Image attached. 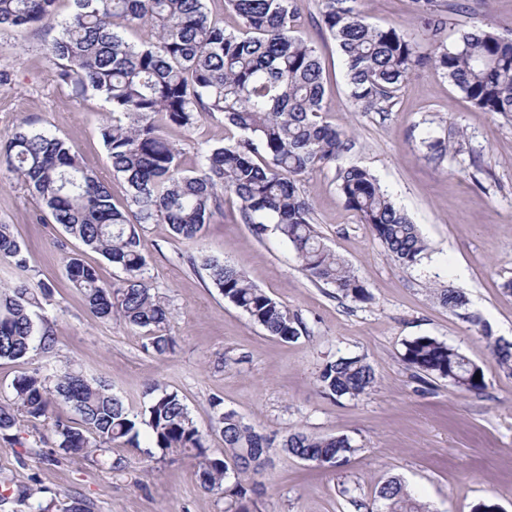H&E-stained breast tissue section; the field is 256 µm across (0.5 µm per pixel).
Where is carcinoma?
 <instances>
[{"label":"carcinoma","instance_id":"carcinoma-1","mask_svg":"<svg viewBox=\"0 0 512 512\" xmlns=\"http://www.w3.org/2000/svg\"><path fill=\"white\" fill-rule=\"evenodd\" d=\"M57 0H0V28L43 23L61 28L47 48L56 81L76 96L93 91L112 105V123L101 130L112 163L128 188L126 204L113 202L110 187L66 142L20 125L0 138V162L44 204L53 223L70 237L101 253L125 277L108 284L77 257L66 262L72 287L101 319L118 317L145 330L150 349H174L167 333L170 313L144 277L146 259L139 230L164 223L180 240H194L217 215L224 195L235 197L242 219L260 236L273 230L295 251L302 270L316 283L364 302L369 292L347 261L324 243L301 192L303 177L330 167L352 148L349 134L322 120L326 94L316 48L293 35L305 0H226L239 18L234 30L213 20L205 0H72L73 11L56 20ZM433 31L443 18L444 0H413ZM321 26L345 58L349 97L361 112H388L398 91L423 64L414 43L394 27L361 19L353 0H320ZM148 28L139 44L115 30ZM441 75L484 112L512 113V40L483 29L461 35L450 51L431 56ZM240 131L228 144L199 147L200 166L180 168L178 149L165 131H190L215 114ZM346 207L368 225L386 252L412 266L428 249L415 224L398 209L375 176L358 166L335 168ZM0 258L28 271L27 259L10 224H0ZM211 283L253 323L285 342L308 333L301 319L253 285L243 270L218 258L204 261ZM51 285L24 282L0 292V359L18 361L50 353L56 344L47 321H35L37 295ZM437 303L456 312L467 304L452 288L433 291ZM495 362L512 374V342L494 340ZM405 362L418 374L448 382L460 391L485 387L483 369L458 349L422 336L405 343ZM480 380H475V377ZM376 381L360 357H339L319 374L330 396L358 397ZM150 401L137 415L102 380L74 371L33 369L17 376L12 394L0 399V436L20 422L47 426L57 448L89 458L113 444L140 447L139 425L150 431L151 447L197 461L201 486L230 498L225 512H250L241 478L265 466L266 439L245 424L221 399L211 400L212 425L224 437L222 456L208 454L203 436L178 393L154 384ZM64 405L72 416L53 414ZM287 454L318 466H335L355 452L346 436L287 434ZM233 471L235 485L225 480ZM366 512H428L394 477L378 489Z\"/></svg>","mask_w":512,"mask_h":512}]
</instances>
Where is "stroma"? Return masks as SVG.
<instances>
[{
    "label": "stroma",
    "mask_w": 512,
    "mask_h": 512,
    "mask_svg": "<svg viewBox=\"0 0 512 512\" xmlns=\"http://www.w3.org/2000/svg\"><path fill=\"white\" fill-rule=\"evenodd\" d=\"M446 15L440 39L455 49L463 31L482 26L512 39V0H458ZM368 23L396 27L430 52L435 39L412 0H355ZM299 36L321 56L328 108L326 122L347 130L354 142L343 165L370 170L417 225L428 243L421 261L405 267L392 260L368 225L349 210L333 170L306 175L309 201L326 245L364 282L371 298L354 301L312 282L293 248L277 233L256 236L240 217L234 198L223 216L192 241L174 237L169 225L147 224L140 232L145 276L170 311V353L145 351L143 330L90 312L65 273L68 256L79 255L107 283L121 269L69 238L57 224L40 222L43 207L0 165V223L10 224L29 261L20 272L0 260V285L22 278L50 283L36 317L54 329L55 368L109 382L135 410L148 403L151 384L177 392L191 411L206 447L221 455L224 439L211 427L212 398L267 436L266 466L244 481L257 512H359L378 487L399 477L431 512H472L490 499L512 512V375L491 354L492 338L512 342V114L474 107L429 65L398 92L390 112H359L350 102L345 66L336 41L321 28L318 0H306ZM56 30L32 25L0 31V137L20 123L57 135L108 182L116 204L127 186L114 175L100 135L111 107L90 93L73 98L59 86L45 49ZM463 132L461 152L430 160L425 138ZM222 115L193 131L171 128L169 140L182 168H197L201 143L233 136ZM212 256L239 266L247 278L297 314L307 335L285 342L266 333L210 283L192 258ZM452 288L467 299L465 315L439 306L434 288ZM429 336L459 349L485 373L478 393L416 376L403 360L407 341ZM359 356L376 373L365 395L335 399L322 393L318 376L326 362ZM346 436L354 453L333 467H319L285 453L287 433ZM149 431L139 446H113L96 461L53 447L44 429L23 422L11 440L0 439V479L32 490L42 504L83 500L91 512H222L224 502L205 491L194 461L146 455ZM122 460V470L112 464Z\"/></svg>",
    "instance_id": "obj_1"
}]
</instances>
